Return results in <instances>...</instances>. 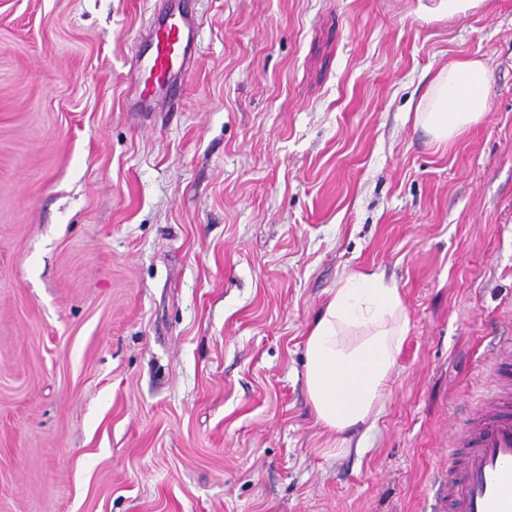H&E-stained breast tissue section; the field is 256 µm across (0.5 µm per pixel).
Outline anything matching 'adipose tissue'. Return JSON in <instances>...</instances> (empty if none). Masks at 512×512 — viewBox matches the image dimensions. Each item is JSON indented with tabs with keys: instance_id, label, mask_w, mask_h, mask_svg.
Returning a JSON list of instances; mask_svg holds the SVG:
<instances>
[{
	"instance_id": "1",
	"label": "adipose tissue",
	"mask_w": 512,
	"mask_h": 512,
	"mask_svg": "<svg viewBox=\"0 0 512 512\" xmlns=\"http://www.w3.org/2000/svg\"><path fill=\"white\" fill-rule=\"evenodd\" d=\"M491 74L479 58L449 61L415 107L416 124L445 145L490 109ZM401 292L377 274H353L313 323L305 344V383L317 421L349 448L346 432L367 423L395 369L408 333Z\"/></svg>"
}]
</instances>
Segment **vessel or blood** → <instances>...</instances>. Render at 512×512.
I'll return each instance as SVG.
<instances>
[{"label":"vessel or blood","instance_id":"obj_1","mask_svg":"<svg viewBox=\"0 0 512 512\" xmlns=\"http://www.w3.org/2000/svg\"><path fill=\"white\" fill-rule=\"evenodd\" d=\"M197 39L191 15L171 10L154 23L135 59L143 98L188 80ZM487 371L493 385L448 430V452L461 458L448 469V512H512V344L497 349Z\"/></svg>","mask_w":512,"mask_h":512}]
</instances>
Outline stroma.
<instances>
[{"instance_id": "stroma-1", "label": "stroma", "mask_w": 512, "mask_h": 512, "mask_svg": "<svg viewBox=\"0 0 512 512\" xmlns=\"http://www.w3.org/2000/svg\"><path fill=\"white\" fill-rule=\"evenodd\" d=\"M164 6L0 0V512H443L512 337V0H180L192 74L145 101ZM458 58L491 106L440 147ZM351 273L409 331L335 454L305 341ZM491 74L479 58L451 60L431 79L415 107V123L437 145H448L490 109Z\"/></svg>"}]
</instances>
